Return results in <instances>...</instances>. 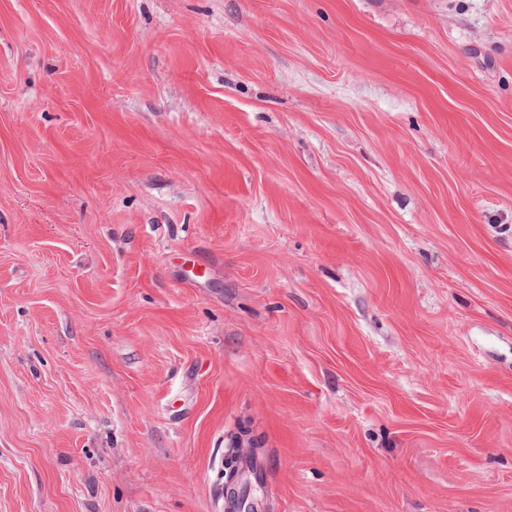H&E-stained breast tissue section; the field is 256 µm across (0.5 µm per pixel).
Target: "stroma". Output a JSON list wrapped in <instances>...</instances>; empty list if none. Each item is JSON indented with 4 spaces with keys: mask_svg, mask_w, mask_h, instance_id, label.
Returning <instances> with one entry per match:
<instances>
[{
    "mask_svg": "<svg viewBox=\"0 0 512 512\" xmlns=\"http://www.w3.org/2000/svg\"><path fill=\"white\" fill-rule=\"evenodd\" d=\"M512 512V0H0V512ZM238 455L231 454L224 462L226 482L224 496L228 502L226 512H259L252 495V482L246 471L238 466Z\"/></svg>",
    "mask_w": 512,
    "mask_h": 512,
    "instance_id": "35a3bbf8",
    "label": "stroma"
}]
</instances>
